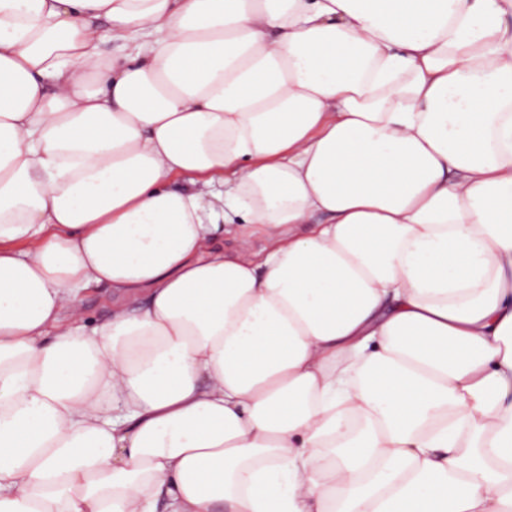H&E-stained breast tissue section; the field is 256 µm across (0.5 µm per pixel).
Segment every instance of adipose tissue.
Segmentation results:
<instances>
[{
  "label": "adipose tissue",
  "instance_id": "obj_1",
  "mask_svg": "<svg viewBox=\"0 0 512 512\" xmlns=\"http://www.w3.org/2000/svg\"><path fill=\"white\" fill-rule=\"evenodd\" d=\"M0 512H512V0H0ZM111 293L109 288H94L86 292V316L90 325L100 324L105 320Z\"/></svg>",
  "mask_w": 512,
  "mask_h": 512
}]
</instances>
